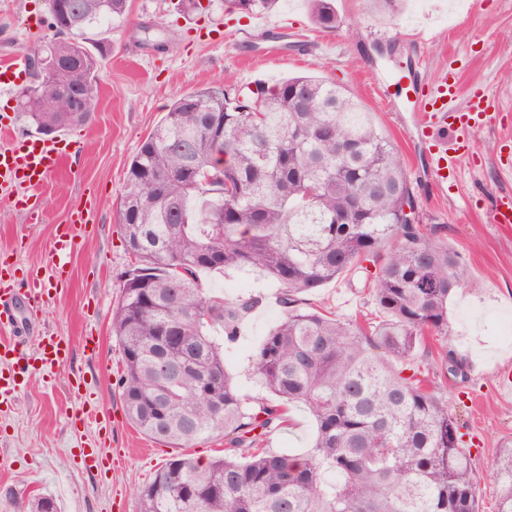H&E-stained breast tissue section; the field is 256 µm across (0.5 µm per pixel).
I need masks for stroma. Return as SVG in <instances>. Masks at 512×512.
I'll return each mask as SVG.
<instances>
[{"mask_svg": "<svg viewBox=\"0 0 512 512\" xmlns=\"http://www.w3.org/2000/svg\"><path fill=\"white\" fill-rule=\"evenodd\" d=\"M201 2L202 12L188 17L170 0H130L128 21L111 25L112 54L100 72L97 105L86 123L69 128L79 149L49 178L39 221L15 208L14 191L0 188V260L18 279L38 269L56 290L41 318L16 307L0 339L31 348L46 329L71 346L65 363L49 374H31L16 401L0 406V512H20L32 491L51 495L58 512H140L137 489L171 450L130 425L117 384L121 355L112 310L131 262L117 224L127 167L176 95L218 81L252 86L301 75L339 85L372 112L396 146L424 230L455 249L469 270V286L448 304L466 376L435 381L480 477V512H497L499 487L489 466L512 442V394L501 387L512 375V337L503 333L512 313V224L493 223L491 208L496 198L512 194V0H465L459 9L452 0H402L395 15L375 0H335L340 24L332 31L312 23L306 0H279L271 12L232 17L224 13V0ZM48 22L45 0H0V62L28 56L49 39ZM377 42L395 43L394 57L369 63L365 50ZM450 70L462 89L457 108L467 107L474 87L485 90L491 107L487 120L461 132L467 153L442 185L411 111L390 110L382 85L407 72L428 89ZM85 199L93 211L68 259L69 283L60 289L51 244L57 226ZM201 280L209 296L258 298L225 357L242 393L261 394L249 357L282 317L277 288L244 273H207ZM304 300L342 320L375 311L357 272ZM90 334L100 339L93 355L83 346ZM86 403L99 419L82 415ZM289 418L286 428L266 436L264 448L301 453L311 447L312 415L293 406ZM85 448L112 457L111 470L85 469Z\"/></svg>", "mask_w": 512, "mask_h": 512, "instance_id": "35a3bbf8", "label": "stroma"}]
</instances>
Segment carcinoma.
Returning a JSON list of instances; mask_svg holds the SVG:
<instances>
[{
  "label": "carcinoma",
  "instance_id": "1",
  "mask_svg": "<svg viewBox=\"0 0 512 512\" xmlns=\"http://www.w3.org/2000/svg\"><path fill=\"white\" fill-rule=\"evenodd\" d=\"M278 0H224L259 15ZM334 29L333 0H307ZM53 37L37 48L50 76L17 92L42 132L84 123L71 99L98 95L112 38L89 31L129 16V0H46ZM411 183L373 113L334 83L296 76L271 86L215 83L177 96L127 168L118 224L131 265L112 310L120 398L132 425L171 448L224 437V454L167 459L138 491L141 512H479L477 476L456 418L427 369L426 334L461 363L448 301L469 273L405 208ZM378 263L376 321L363 327L305 308L302 295ZM255 270L278 286L283 317L251 375L274 399L245 397L228 374L251 298L206 297L200 274ZM316 421L301 455L261 447L283 406ZM497 512H512V445L491 464Z\"/></svg>",
  "mask_w": 512,
  "mask_h": 512
}]
</instances>
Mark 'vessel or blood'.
<instances>
[{"mask_svg":"<svg viewBox=\"0 0 512 512\" xmlns=\"http://www.w3.org/2000/svg\"><path fill=\"white\" fill-rule=\"evenodd\" d=\"M458 79L454 74H444L437 83L435 93L423 92L414 83L398 76L391 80L385 96L393 111H400L402 104L419 105L415 115L418 136L421 141H432V161L435 175L446 180L453 171L455 159L448 153L435 134L442 129H463L480 123L486 117V93L473 90L470 104L459 110L454 106L458 95ZM0 133L10 138V144L0 147V183L15 185L21 189L19 202L25 211H32L40 200L47 180L60 172L76 153V142L69 136L46 140L39 136L17 131L13 115H0ZM85 203L75 204L66 224L58 229L51 254L57 269H64L67 257L75 250L83 227ZM17 292L13 277L0 272V325L11 322L10 306ZM24 293L32 309L48 306L53 298L38 271H29L25 278ZM69 354L68 343L57 334L41 336L36 351H28L16 343L0 342V404L13 402L29 375L35 371L52 368L64 363Z\"/></svg>","mask_w":512,"mask_h":512,"instance_id":"1","label":"vessel or blood"}]
</instances>
